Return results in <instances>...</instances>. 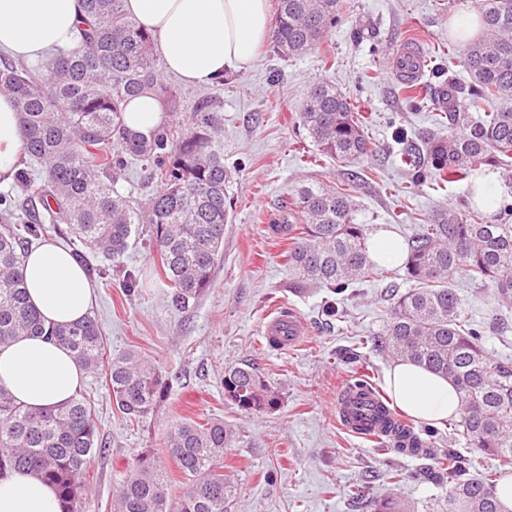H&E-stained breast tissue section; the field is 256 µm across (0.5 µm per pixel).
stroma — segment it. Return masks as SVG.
<instances>
[{
	"label": "stroma",
	"instance_id": "35a3bbf8",
	"mask_svg": "<svg viewBox=\"0 0 512 512\" xmlns=\"http://www.w3.org/2000/svg\"><path fill=\"white\" fill-rule=\"evenodd\" d=\"M482 0H343V7L321 44L306 54L281 59L264 44L256 64L225 74L223 83L180 85L184 105L205 94L224 104V164L236 175L228 189L232 222L224 231V262L214 283L186 310H175L168 287L152 273L156 253L149 225H139L118 260L92 258L104 276H91L90 312L102 330L105 352L132 350L158 365L165 396L143 421L116 412L105 375L85 376L81 386L97 423L95 455L84 495L90 512H111L112 497L129 462L148 450L165 458L163 437L185 417L217 418L234 425L239 437L224 456V471L239 487L228 512H363L364 498L383 490V474L398 469L399 487L411 512H438L447 486L428 479L444 449L460 450L471 474L494 471L497 462L440 425V438L428 456L405 457L380 450L376 441L345 430L336 418V400L356 372L368 373L377 392L393 361L380 348L391 299L389 284L406 291L403 261L380 267L378 275L354 291L332 297L323 288H289L283 254L287 234L273 231L281 204L300 185L349 189L357 221L369 232L385 228L401 238L418 232L435 210L458 209L464 187H408L396 162V127L414 134L435 126L429 108L410 109L401 83L392 75V51L416 41L435 62H447L459 48L455 26L478 13ZM362 39H354V29ZM334 83L350 95L368 119L374 144L350 182L347 167L320 156L296 115L309 87ZM140 286L126 292L127 274ZM453 285L465 314L485 324L484 346L495 359L512 363V311L500 314L488 288L457 275ZM337 300L338 313L324 306ZM287 310L301 316L308 335L301 346L279 350L267 345V315ZM253 364L281 393L280 406L264 415L237 410L224 398V369Z\"/></svg>",
	"mask_w": 512,
	"mask_h": 512
}]
</instances>
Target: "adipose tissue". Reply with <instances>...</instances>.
Instances as JSON below:
<instances>
[{
	"label": "adipose tissue",
	"mask_w": 512,
	"mask_h": 512,
	"mask_svg": "<svg viewBox=\"0 0 512 512\" xmlns=\"http://www.w3.org/2000/svg\"><path fill=\"white\" fill-rule=\"evenodd\" d=\"M268 0H124L127 13L159 37L168 74L190 86L212 84L228 71L250 68L268 40ZM83 18L82 0H0V50L33 60L72 46ZM150 94L131 99L124 124L151 137L166 120ZM21 150L19 115L0 96V184L11 181ZM30 304L45 321L74 323L87 317L93 299L89 278L70 250L46 243L22 264ZM84 372L69 351L39 337L22 336L0 347V386L27 408L57 409L78 392ZM399 408L427 423L447 420L459 406L448 379L399 362L386 375ZM0 512H59L57 495L33 471L0 480Z\"/></svg>",
	"instance_id": "1"
}]
</instances>
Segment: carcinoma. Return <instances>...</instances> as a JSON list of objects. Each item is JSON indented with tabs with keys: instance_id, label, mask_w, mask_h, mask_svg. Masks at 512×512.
Instances as JSON below:
<instances>
[{
	"instance_id": "cac0c4a2",
	"label": "carcinoma",
	"mask_w": 512,
	"mask_h": 512,
	"mask_svg": "<svg viewBox=\"0 0 512 512\" xmlns=\"http://www.w3.org/2000/svg\"><path fill=\"white\" fill-rule=\"evenodd\" d=\"M342 0H277L271 23L273 51L300 56L320 44L336 25ZM85 19L75 47L59 49L34 65L0 56V95L20 117L21 164L17 184L36 206L21 208L0 198V345L20 336L44 337L67 349L85 373L103 371L114 407L130 420L150 415L163 394L162 373L134 352L104 360L97 322L47 324L29 304L20 267L44 221L69 225L91 252L120 258L133 225L150 224L158 269L171 306L184 309L211 287L224 259V226L232 210L226 191L233 172L224 166L221 102L200 98L182 125H162L149 139L127 131L129 98L153 94L174 115L178 88L156 67L158 36L141 28L123 0H83ZM480 34L464 44L448 67H430L429 106L440 127L411 137L400 129L396 157L408 184L465 187L461 209L437 213L408 239L405 272L415 286L398 293L380 339L397 362H413L448 379L459 395L457 434L471 448L495 457L498 469L472 476L467 460L450 449L437 461L435 477L448 483L446 512H502L499 473L512 469V367L495 361L483 345L484 326L464 315L453 277L464 273L490 288L500 310H512V202L477 200L478 173L512 158V0H483ZM461 66L470 81L456 78ZM479 113L461 110V104ZM299 120L317 151L355 166L372 151L362 115L336 86L318 82L307 93ZM145 163L159 189L141 206L115 190L127 160ZM493 211L491 219L481 209ZM293 233L286 252L290 287L326 288L342 294L377 274L368 255L367 228L356 222L347 189L301 186L283 205ZM224 396L242 411L275 410L279 392L256 368L224 369ZM384 447L398 454H425L437 431H415L404 416L384 418ZM237 431L218 419L187 418L167 431L168 457L185 478L170 494L158 458L141 452L130 466L114 512H227L236 485L224 473V452ZM99 451L94 412L83 394L64 407L30 410L0 386V478L29 469L58 493L60 512H87L86 468ZM370 512H409L395 491L371 498Z\"/></svg>"
}]
</instances>
